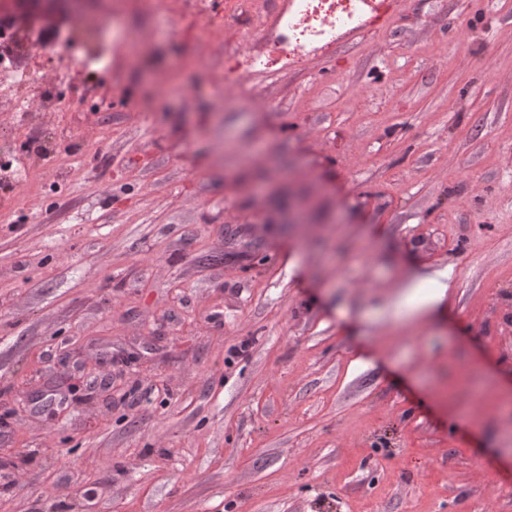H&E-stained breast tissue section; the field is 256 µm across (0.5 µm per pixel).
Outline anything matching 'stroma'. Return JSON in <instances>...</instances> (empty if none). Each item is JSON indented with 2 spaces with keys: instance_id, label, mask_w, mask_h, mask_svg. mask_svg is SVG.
Instances as JSON below:
<instances>
[{
  "instance_id": "obj_1",
  "label": "stroma",
  "mask_w": 512,
  "mask_h": 512,
  "mask_svg": "<svg viewBox=\"0 0 512 512\" xmlns=\"http://www.w3.org/2000/svg\"><path fill=\"white\" fill-rule=\"evenodd\" d=\"M222 2L249 49L276 0ZM67 20L72 111L0 112V512H512V0L242 91L143 0ZM26 151L27 153L29 152L25 147L0 153L1 172L9 173L16 186L19 187H24V185L28 184L30 170L26 164Z\"/></svg>"
}]
</instances>
